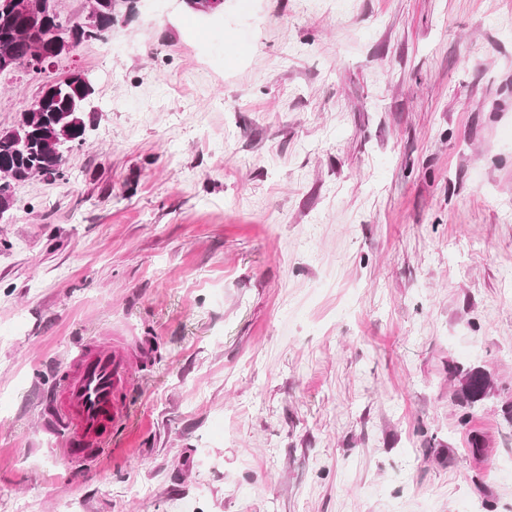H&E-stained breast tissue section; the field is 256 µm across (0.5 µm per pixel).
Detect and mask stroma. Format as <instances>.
Segmentation results:
<instances>
[{
  "label": "stroma",
  "mask_w": 512,
  "mask_h": 512,
  "mask_svg": "<svg viewBox=\"0 0 512 512\" xmlns=\"http://www.w3.org/2000/svg\"><path fill=\"white\" fill-rule=\"evenodd\" d=\"M74 69L87 143L0 224V512H512V0H138ZM87 340L131 418L66 468ZM134 372L119 343L81 344L70 355L45 402L48 430L58 439L66 467L95 461L120 424L128 420L123 400ZM448 374L454 378L459 376V386L455 390L454 401L466 411L461 417V422L466 423L470 411L481 406L490 395L493 388L492 378L490 373L480 367L461 369L449 366Z\"/></svg>",
  "instance_id": "obj_1"
}]
</instances>
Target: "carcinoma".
<instances>
[{
    "label": "carcinoma",
    "mask_w": 512,
    "mask_h": 512,
    "mask_svg": "<svg viewBox=\"0 0 512 512\" xmlns=\"http://www.w3.org/2000/svg\"><path fill=\"white\" fill-rule=\"evenodd\" d=\"M11 0H0V55L7 53L20 64L28 60L31 47L19 35L26 24L23 14L13 11ZM121 4L112 3V12L101 16L98 27L87 30L82 17H65L59 13L50 17L48 27H70L87 42L102 39L118 20ZM95 88L80 77L68 74L46 82L33 106L22 114L19 124L0 131V223L5 224L14 207V185L36 176L65 179L66 154L86 143V113L93 110ZM448 374L458 378L454 401L465 410L461 422H467L469 412L481 406L493 388L486 370L476 367H448Z\"/></svg>",
    "instance_id": "cac0c4a2"
}]
</instances>
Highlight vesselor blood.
Returning <instances> with one entry per match:
<instances>
[{"mask_svg":"<svg viewBox=\"0 0 512 512\" xmlns=\"http://www.w3.org/2000/svg\"><path fill=\"white\" fill-rule=\"evenodd\" d=\"M134 372L118 343L87 342L70 355L46 406L48 429L58 439L65 466L95 461L120 424L128 420L123 400Z\"/></svg>","mask_w":512,"mask_h":512,"instance_id":"1","label":"vessel or blood"}]
</instances>
